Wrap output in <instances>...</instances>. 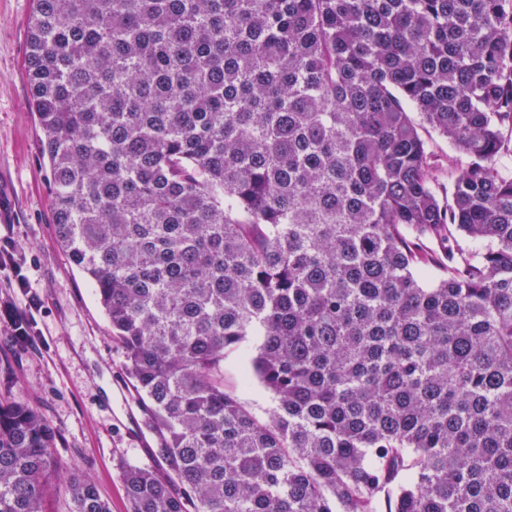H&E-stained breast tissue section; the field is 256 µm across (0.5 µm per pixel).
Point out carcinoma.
Instances as JSON below:
<instances>
[{"label":"carcinoma","instance_id":"carcinoma-1","mask_svg":"<svg viewBox=\"0 0 512 512\" xmlns=\"http://www.w3.org/2000/svg\"><path fill=\"white\" fill-rule=\"evenodd\" d=\"M32 2L57 238L158 435L131 512H512V0ZM54 443L0 401V512H109ZM250 357H245L241 351L229 348L224 357V388L229 392L237 393L240 398L262 419H267L275 409L276 402L256 376H252V384L248 389L240 386L241 372L251 367ZM47 512H70L72 510V491L70 487L51 477L45 500Z\"/></svg>","mask_w":512,"mask_h":512}]
</instances>
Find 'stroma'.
Returning a JSON list of instances; mask_svg holds the SVG:
<instances>
[{
  "instance_id": "obj_1",
  "label": "stroma",
  "mask_w": 512,
  "mask_h": 512,
  "mask_svg": "<svg viewBox=\"0 0 512 512\" xmlns=\"http://www.w3.org/2000/svg\"><path fill=\"white\" fill-rule=\"evenodd\" d=\"M31 9L32 0H0V198L13 212L14 261L38 298L33 349L13 353L0 325V399L35 406L56 432V454L97 487L110 512H130L123 473L154 467L155 436L108 319L56 237L25 72ZM248 366L241 351L227 349L224 387L264 419L276 403L260 381L241 388Z\"/></svg>"
}]
</instances>
